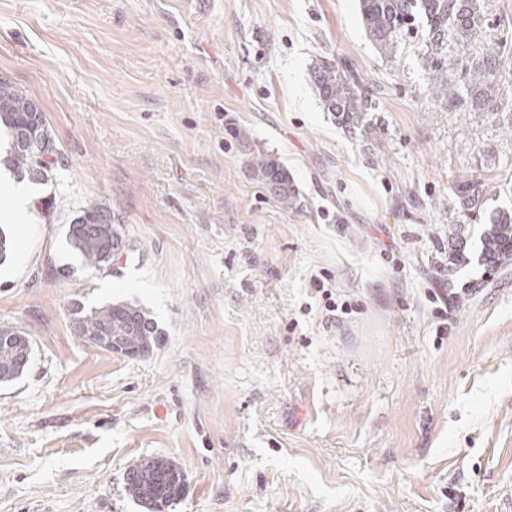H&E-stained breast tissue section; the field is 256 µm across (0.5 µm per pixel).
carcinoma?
I'll return each mask as SVG.
<instances>
[{"label": "carcinoma", "instance_id": "1", "mask_svg": "<svg viewBox=\"0 0 512 512\" xmlns=\"http://www.w3.org/2000/svg\"><path fill=\"white\" fill-rule=\"evenodd\" d=\"M359 11L367 36L377 51L389 56L404 38L408 25L421 16L428 30L427 54L433 79L450 105H467L494 115L512 112V48L508 42L491 47L477 60L461 62L459 90L455 73L444 70L443 56L466 48L483 29V0H359ZM309 81L323 108L338 123L359 130L371 129L368 112L373 110L375 89L362 81L351 67L321 57L309 69ZM0 128L8 136V149L0 165L18 178L36 184L51 179L52 157L60 154L46 118L38 104L10 80L0 79ZM256 175L270 186L286 208L296 204L297 195L288 174L272 159H262ZM461 210L485 221L481 233V260L497 265L512 262V209H491L488 202L500 198L503 184L484 179L460 180L452 187ZM66 242L86 266L103 268L112 263L110 254L126 249L124 225L111 208L90 201L68 225ZM72 327L78 336H109L114 345L107 351L128 357H145L160 343L161 331L149 312L129 302L108 303L72 312ZM23 346L0 343V383L19 379L27 369ZM126 494L149 512H165L185 492L180 467L169 459L141 458L124 473Z\"/></svg>", "mask_w": 512, "mask_h": 512}]
</instances>
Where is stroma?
<instances>
[{"mask_svg":"<svg viewBox=\"0 0 512 512\" xmlns=\"http://www.w3.org/2000/svg\"><path fill=\"white\" fill-rule=\"evenodd\" d=\"M484 2L471 58L512 21ZM426 36L380 56L358 0H0V77L61 151L21 212L0 171V327L33 343L0 386V512H145L140 457L185 475L167 512H512V265L479 261L451 190L512 186V116L437 96ZM319 57L382 86L370 130L324 112ZM92 200L135 267L69 250ZM121 301L163 331L148 357L73 331L74 306ZM256 175L260 176L261 180L270 186L285 208H292L296 204L297 195L293 182L274 160H260L256 167Z\"/></svg>","mask_w":512,"mask_h":512,"instance_id":"obj_1","label":"stroma"}]
</instances>
